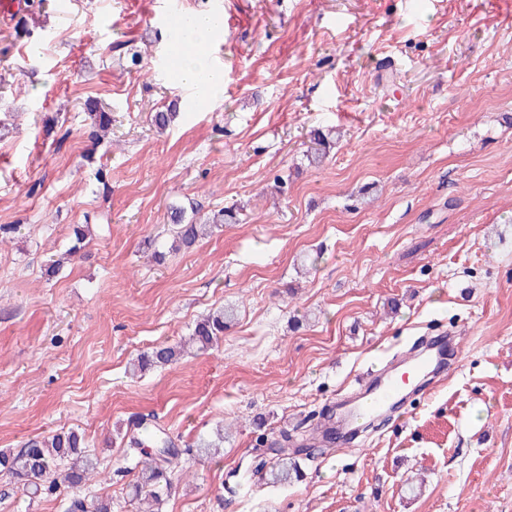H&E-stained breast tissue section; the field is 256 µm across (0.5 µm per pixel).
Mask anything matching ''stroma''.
Here are the masks:
<instances>
[{"label": "stroma", "mask_w": 512, "mask_h": 512, "mask_svg": "<svg viewBox=\"0 0 512 512\" xmlns=\"http://www.w3.org/2000/svg\"><path fill=\"white\" fill-rule=\"evenodd\" d=\"M171 2L46 0L29 39L0 21V224L19 227L0 244V450L83 432L112 512H137L141 420L180 452L160 512H512V0H179L224 18V92L195 112ZM317 126L343 133L318 168ZM237 203L241 223L171 250L169 205ZM76 224L84 247L47 275ZM228 305L211 349L130 374ZM451 330L446 370L398 412L320 439L367 367ZM283 432L305 476L261 482ZM69 498L0 477V512Z\"/></svg>", "instance_id": "obj_1"}]
</instances>
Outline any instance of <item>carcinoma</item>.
I'll return each instance as SVG.
<instances>
[{
	"mask_svg": "<svg viewBox=\"0 0 512 512\" xmlns=\"http://www.w3.org/2000/svg\"><path fill=\"white\" fill-rule=\"evenodd\" d=\"M92 119V137L101 140L112 127V114L93 106L89 109ZM334 130L323 132L317 129L313 133V146L307 154L310 164L321 166L336 144ZM237 208L225 207L211 217V223L200 224L194 216L180 206L169 209L170 224L173 230L174 250L193 247L199 236L213 226L236 223ZM237 317L233 306L222 307L194 324L189 342L197 350L205 351L218 342L224 331L232 326ZM184 352L181 344L158 346L138 359L139 369L149 366H165L175 362ZM145 435L133 436L129 446L136 449L144 460L142 468L132 486L133 496L147 504L145 512H155L156 506L163 502L173 484V460L178 449L165 437L151 433L143 428ZM0 473L15 483L25 487L31 495L42 491L56 492L60 489L77 490L100 474L98 457L86 449L84 436L75 430L57 432L52 435L36 437L17 452H0ZM301 468L296 459L283 454L276 459L264 474V479L275 485H285L299 480ZM67 512H112V500L96 494L77 497L70 501Z\"/></svg>",
	"mask_w": 512,
	"mask_h": 512,
	"instance_id": "1",
	"label": "carcinoma"
}]
</instances>
